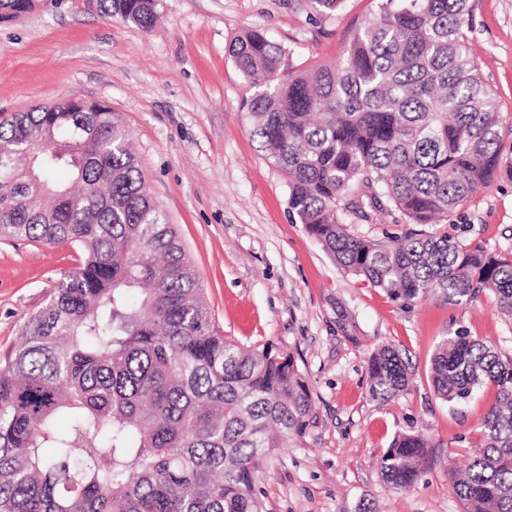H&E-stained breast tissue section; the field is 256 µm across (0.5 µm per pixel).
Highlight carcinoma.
<instances>
[{
    "label": "carcinoma",
    "mask_w": 512,
    "mask_h": 512,
    "mask_svg": "<svg viewBox=\"0 0 512 512\" xmlns=\"http://www.w3.org/2000/svg\"><path fill=\"white\" fill-rule=\"evenodd\" d=\"M93 2L142 29L157 17V0ZM467 2L379 0L342 57L309 70L285 65L286 49L258 29L233 57L289 212L341 268L393 301L438 290L466 305L487 292L512 313V257L439 229L383 245L340 217L367 221L369 208L441 224L512 178ZM7 9L34 5L0 0ZM0 236L80 252L0 369V512H262L270 458L312 420L309 384L290 354L215 325L107 105L59 101L0 120ZM430 381L454 405L495 389L451 489L464 512H512V357L458 331L436 347ZM367 384L379 403L409 388L396 346L374 349ZM426 448L420 433L397 434L379 460L385 481L412 486Z\"/></svg>",
    "instance_id": "cac0c4a2"
}]
</instances>
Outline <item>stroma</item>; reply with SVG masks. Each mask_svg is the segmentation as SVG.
Here are the masks:
<instances>
[{
	"mask_svg": "<svg viewBox=\"0 0 512 512\" xmlns=\"http://www.w3.org/2000/svg\"><path fill=\"white\" fill-rule=\"evenodd\" d=\"M468 6V37L512 155V0ZM377 10V0H343L330 15L315 0H159V19L145 30L85 0H47L0 22V114L61 99L111 107L225 336L274 344L305 375L313 420L273 455L259 486L264 512H463L450 475L478 447L495 392L449 405L431 385V359L458 330L512 356V314L493 295L454 305L432 292L400 304L338 267L289 213L288 181L253 135L254 90L232 56L237 37L263 30L302 69L339 59ZM343 220L351 234L385 244L425 230L381 211ZM447 232L512 255V179L470 197ZM77 258L68 244L0 240V367ZM340 309L350 331L336 321ZM382 343L401 351L411 374L409 390L384 405L367 392V360ZM412 430L429 447L419 480L400 490L378 460L396 434Z\"/></svg>",
	"mask_w": 512,
	"mask_h": 512,
	"instance_id": "35a3bbf8",
	"label": "stroma"
}]
</instances>
